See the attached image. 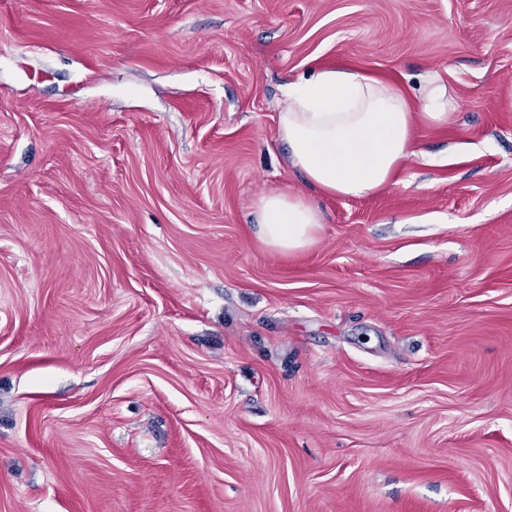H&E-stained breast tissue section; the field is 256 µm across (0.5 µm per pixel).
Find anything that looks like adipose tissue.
<instances>
[{"label":"adipose tissue","instance_id":"1","mask_svg":"<svg viewBox=\"0 0 512 512\" xmlns=\"http://www.w3.org/2000/svg\"><path fill=\"white\" fill-rule=\"evenodd\" d=\"M418 95L427 122H447L454 105L438 75L424 77ZM278 136L309 185L329 196L361 198L388 187L411 155L413 114L391 85L354 70L323 69L288 83ZM257 209L266 246L295 252L315 242L322 213L312 200L271 192Z\"/></svg>","mask_w":512,"mask_h":512}]
</instances>
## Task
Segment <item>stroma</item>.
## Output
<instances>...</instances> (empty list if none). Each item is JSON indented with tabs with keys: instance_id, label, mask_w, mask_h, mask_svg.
I'll return each instance as SVG.
<instances>
[{
	"instance_id": "stroma-1",
	"label": "stroma",
	"mask_w": 512,
	"mask_h": 512,
	"mask_svg": "<svg viewBox=\"0 0 512 512\" xmlns=\"http://www.w3.org/2000/svg\"><path fill=\"white\" fill-rule=\"evenodd\" d=\"M322 67L457 108L326 196ZM0 512H512V0H0ZM423 118L432 124L445 123L448 114L454 109L453 100L448 94V86L435 74H428L418 88ZM259 239L268 247L295 252L316 240L322 213L310 199L293 193L270 192L257 203Z\"/></svg>"
}]
</instances>
